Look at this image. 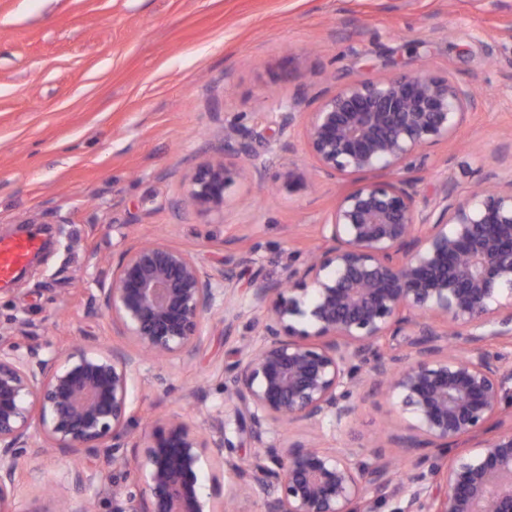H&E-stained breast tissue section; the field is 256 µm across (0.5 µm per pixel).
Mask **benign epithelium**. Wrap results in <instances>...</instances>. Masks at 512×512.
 <instances>
[{
  "instance_id": "obj_1",
  "label": "benign epithelium",
  "mask_w": 512,
  "mask_h": 512,
  "mask_svg": "<svg viewBox=\"0 0 512 512\" xmlns=\"http://www.w3.org/2000/svg\"><path fill=\"white\" fill-rule=\"evenodd\" d=\"M476 107L467 86L423 70L278 99L264 152L299 128L318 173L355 179L320 224L321 245L280 280L255 272L242 288L187 249L136 243L99 298L132 346L45 358L40 345L1 335L0 512H15L23 460L47 452L75 457V486L112 476V512H225L241 494L257 512H373L388 502L390 512H512V174L464 197L445 182L432 205L419 204L416 182L401 175ZM230 150L247 165L228 169ZM255 157L246 133L224 126L186 195L204 214L224 211L235 179L263 178ZM380 169L394 177L367 179ZM245 308L254 320L224 368L232 419L211 418L206 434L174 419L134 437L141 354H190L205 319L224 312L227 331ZM399 336L404 353L392 347ZM367 387L412 418L404 447L433 449L402 459L403 482L393 457L323 445V428L334 434L355 420ZM231 424L260 449L258 462L235 461ZM284 424L310 428L316 442L285 440ZM217 466L233 479L222 500L201 483ZM52 502L31 512H96L84 498Z\"/></svg>"
}]
</instances>
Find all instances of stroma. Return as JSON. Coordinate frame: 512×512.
I'll return each mask as SVG.
<instances>
[{
	"mask_svg": "<svg viewBox=\"0 0 512 512\" xmlns=\"http://www.w3.org/2000/svg\"><path fill=\"white\" fill-rule=\"evenodd\" d=\"M425 69L472 87L479 104L450 140L413 164L421 193L456 194L512 166V0H0V237L49 226L52 243L0 289V332L24 321L44 354L111 348L97 298L130 244L162 238L206 271L256 247L278 279L318 245V226L351 179L322 178L301 144L260 154L262 183L238 181L224 213L184 196L185 174L224 125L263 121L273 102L351 79ZM252 318L215 313L180 360L147 357L136 376L143 433L177 418L197 428L231 402L224 366ZM396 401L364 393L336 443L370 455L408 436ZM71 457L23 464L15 507L74 495Z\"/></svg>",
	"mask_w": 512,
	"mask_h": 512,
	"instance_id": "stroma-1",
	"label": "stroma"
}]
</instances>
